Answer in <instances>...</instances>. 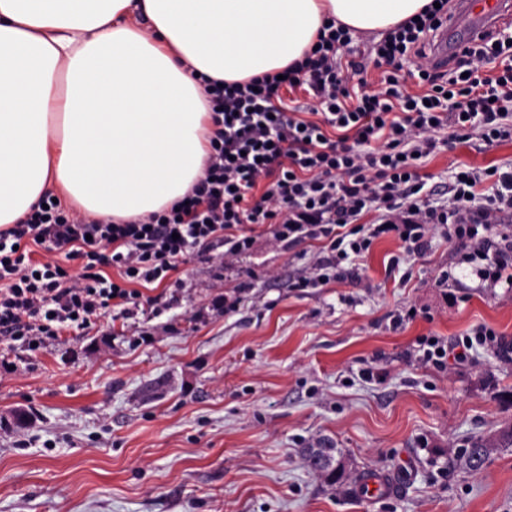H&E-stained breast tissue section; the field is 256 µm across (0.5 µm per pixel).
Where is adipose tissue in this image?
I'll return each instance as SVG.
<instances>
[{"mask_svg":"<svg viewBox=\"0 0 512 512\" xmlns=\"http://www.w3.org/2000/svg\"><path fill=\"white\" fill-rule=\"evenodd\" d=\"M432 0H0V227L47 190L120 224L195 184L203 81L302 59L325 21L394 29Z\"/></svg>","mask_w":512,"mask_h":512,"instance_id":"obj_1","label":"adipose tissue"}]
</instances>
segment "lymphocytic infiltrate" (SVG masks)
I'll use <instances>...</instances> for the list:
<instances>
[{
	"label": "lymphocytic infiltrate",
	"instance_id": "obj_1",
	"mask_svg": "<svg viewBox=\"0 0 512 512\" xmlns=\"http://www.w3.org/2000/svg\"><path fill=\"white\" fill-rule=\"evenodd\" d=\"M447 4L438 0L371 48L375 64L391 68L419 58L422 92L405 91L391 71L381 91L351 94L339 51L352 43V32L330 21L315 49L283 75L206 80L208 158L191 191L169 209L111 224L71 215L44 194L24 220L0 229V345L31 351L111 312L133 318L141 287L164 284L190 253L207 260L250 254L254 239L241 233L245 224L273 225L284 249L306 238L326 240L328 255L299 280L302 288L344 277L346 262L389 232L408 252L422 253L432 224L447 225L479 280L512 283V237H491L497 215L512 211V170L460 167L448 184L449 205L421 196L418 169L438 145L512 140V33L482 34L442 70L426 48L448 21ZM284 87L303 89L310 104L289 106ZM489 177L493 193L480 194ZM372 212L377 218L368 229L361 220ZM35 244L66 249L68 258L84 260L83 273L72 277L57 261H33ZM111 267L116 276L108 275ZM425 343L423 360L442 367L467 360L474 345L500 341L481 325L470 338L431 336Z\"/></svg>",
	"mask_w": 512,
	"mask_h": 512
}]
</instances>
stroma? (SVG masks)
Segmentation results:
<instances>
[{"mask_svg":"<svg viewBox=\"0 0 512 512\" xmlns=\"http://www.w3.org/2000/svg\"><path fill=\"white\" fill-rule=\"evenodd\" d=\"M458 166L512 167V140L428 157L438 204ZM252 235L238 263L192 260L143 289L161 316L102 318L0 371V512H512V360L478 347L438 368L418 345L482 324L512 345V288L479 282L444 224L419 254L388 233L355 279L314 288L290 282L321 242ZM475 436L493 447L477 473L458 459ZM324 441L347 480L309 467ZM374 472L397 493L359 497Z\"/></svg>","mask_w":512,"mask_h":512,"instance_id":"stroma-1","label":"stroma"}]
</instances>
